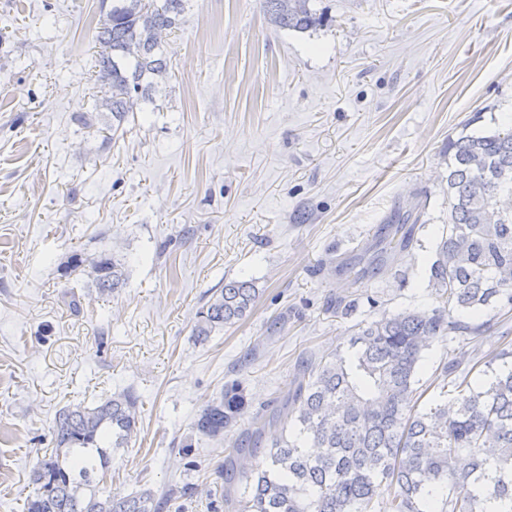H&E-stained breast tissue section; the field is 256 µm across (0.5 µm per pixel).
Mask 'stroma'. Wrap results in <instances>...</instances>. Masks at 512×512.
<instances>
[{
  "label": "stroma",
  "instance_id": "obj_1",
  "mask_svg": "<svg viewBox=\"0 0 512 512\" xmlns=\"http://www.w3.org/2000/svg\"><path fill=\"white\" fill-rule=\"evenodd\" d=\"M101 4L0 0V512H22L59 407L126 389L137 432L107 495L188 483L183 512H230L220 471L251 412H275L355 324L435 306L448 142L512 127V0H317L326 22L304 33L261 0H186L167 74L115 132L107 111L78 120L99 91ZM415 200L412 251L337 272ZM103 252L127 273L109 297L67 268ZM235 279L255 283L253 307L197 342L198 311ZM486 315L480 339L425 351L424 403L444 362L479 380L478 354L512 351V309ZM235 386L247 412L199 435Z\"/></svg>",
  "mask_w": 512,
  "mask_h": 512
}]
</instances>
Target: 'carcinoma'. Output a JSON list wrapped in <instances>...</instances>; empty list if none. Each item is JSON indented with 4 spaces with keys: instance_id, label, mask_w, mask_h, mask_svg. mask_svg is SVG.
<instances>
[{
    "instance_id": "cac0c4a2",
    "label": "carcinoma",
    "mask_w": 512,
    "mask_h": 512,
    "mask_svg": "<svg viewBox=\"0 0 512 512\" xmlns=\"http://www.w3.org/2000/svg\"><path fill=\"white\" fill-rule=\"evenodd\" d=\"M184 0H112L95 34L104 94L93 110L122 125L139 100L150 98L153 78L167 73L158 37L177 28ZM277 27L307 32L322 25L314 0H262ZM422 204L396 206L375 245L409 251ZM84 260L74 254L69 266ZM88 275L102 295L126 284L123 264L108 254L91 261ZM427 287L439 306L384 315L354 328V352L332 353L295 377L278 412L252 416L247 446L229 467L243 487L224 494L234 512H375V494L390 491L388 512H487L498 502L512 512V352L487 361L491 377L475 386L454 362L442 365L456 396L419 409L416 376L423 351L451 333L481 335L480 317L494 304L512 307V129L464 135L448 142V225L437 243ZM250 281L224 284L198 312L201 341L243 319L258 297ZM501 365L493 367L496 361ZM246 406L228 393L202 407L195 428L209 438ZM131 390L97 404L60 408L54 449L34 466L24 512H164L194 495L189 486L143 488L120 500L104 495L99 471L112 450L128 446L138 423ZM296 425L265 452L263 468L249 464L266 427L280 418Z\"/></svg>"
}]
</instances>
